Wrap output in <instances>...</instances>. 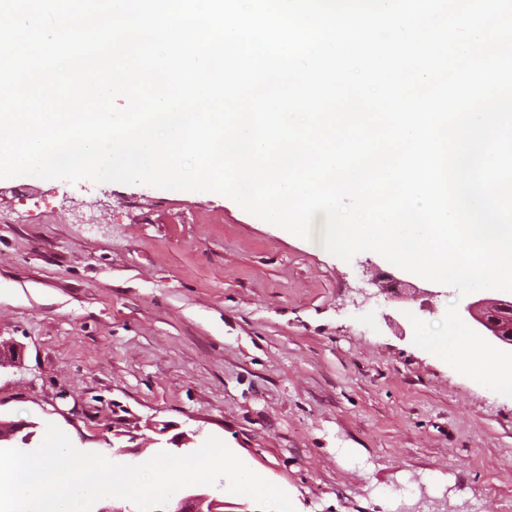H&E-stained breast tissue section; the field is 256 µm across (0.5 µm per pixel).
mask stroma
Returning <instances> with one entry per match:
<instances>
[{
  "mask_svg": "<svg viewBox=\"0 0 512 512\" xmlns=\"http://www.w3.org/2000/svg\"><path fill=\"white\" fill-rule=\"evenodd\" d=\"M216 193L0 179V419L136 461L221 438L295 512H512V394L432 349L466 299ZM380 269L424 288L381 296ZM353 449L346 458L344 449Z\"/></svg>",
  "mask_w": 512,
  "mask_h": 512,
  "instance_id": "1",
  "label": "stroma"
}]
</instances>
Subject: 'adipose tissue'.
<instances>
[{
  "label": "adipose tissue",
  "mask_w": 512,
  "mask_h": 512,
  "mask_svg": "<svg viewBox=\"0 0 512 512\" xmlns=\"http://www.w3.org/2000/svg\"><path fill=\"white\" fill-rule=\"evenodd\" d=\"M434 348L442 356L465 361L474 378L512 393V369L500 367L493 353L473 347L463 326L450 323L447 336L438 339Z\"/></svg>",
  "instance_id": "obj_1"
}]
</instances>
